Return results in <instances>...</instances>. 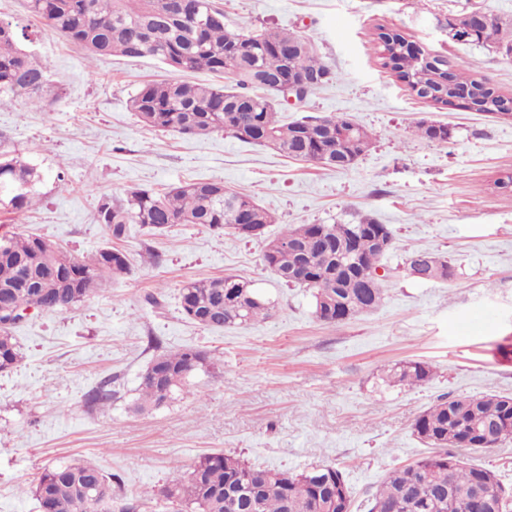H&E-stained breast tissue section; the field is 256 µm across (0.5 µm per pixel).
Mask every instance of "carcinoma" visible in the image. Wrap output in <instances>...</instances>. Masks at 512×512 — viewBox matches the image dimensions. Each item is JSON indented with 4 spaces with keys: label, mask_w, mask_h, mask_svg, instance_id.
Segmentation results:
<instances>
[{
    "label": "carcinoma",
    "mask_w": 512,
    "mask_h": 512,
    "mask_svg": "<svg viewBox=\"0 0 512 512\" xmlns=\"http://www.w3.org/2000/svg\"><path fill=\"white\" fill-rule=\"evenodd\" d=\"M25 0L27 11L40 19L44 30L59 35L92 57L153 56L174 72L208 70L229 73L231 86L190 84L163 79L143 84L130 99V109L143 124L162 131L206 135L218 129L247 143L272 148L286 157L309 161L322 154V164L346 168L369 148L372 137L354 125L350 135L336 142V131L347 129L339 115L282 122L273 98L275 83L304 78L315 91L337 79L321 61L312 41L286 29L231 31L224 12L213 0ZM25 32L12 26L0 31V108L18 99L42 102L30 89L34 81L47 88L49 76L21 46ZM478 41L501 51L512 49V28L499 21L482 30ZM397 33L377 34L382 65L421 96L442 104V94L455 87L470 89L465 108L476 112L512 113V95L492 87L474 65L463 58L429 60L420 48H403ZM37 168L19 156L0 157V206L17 217L36 205ZM239 210L250 213L246 232L235 223ZM99 223L120 240L137 224L152 232L171 224H202L214 232H230L244 239H261L273 217L251 197L234 192L220 181L199 179L157 193L130 191L122 199L98 198ZM390 238L387 225L365 219L359 224H299L265 244L264 266L281 282L312 291L316 317L338 325L376 309L383 299L381 279L367 287L359 270L336 272V248L346 244L360 266L375 270L394 244L381 249L377 240ZM311 257L305 270L294 269L297 254ZM427 256L439 263L435 276L448 277V261L413 250L406 260ZM126 255L113 247L99 251L91 262L81 261L40 237L13 233L0 236V310L12 305L39 313L67 311L100 290L103 282L126 273ZM185 318L209 328H222L266 319L271 302L251 282L235 276L186 282L180 289ZM22 354L13 328L0 327V372L17 367ZM205 352L186 349L153 357L141 376L142 402L138 409H157L171 401L186 379L204 366ZM432 368L405 361L386 370L383 381L417 386L428 381ZM112 401V381L105 380L88 394L90 407ZM413 433L434 452L413 464L391 471L368 500V512H459L482 482L508 512L512 491L493 471L459 459L455 449L480 454L487 446L512 441V397L486 394L440 399L412 423ZM110 488L117 512H136V506L112 489V478L94 463L75 461L47 467L32 486L42 512H88L87 503L101 486ZM158 496L165 512H351L352 491L342 471L333 466L302 472L249 465L224 453L199 457L188 472L174 476Z\"/></svg>",
    "instance_id": "1"
}]
</instances>
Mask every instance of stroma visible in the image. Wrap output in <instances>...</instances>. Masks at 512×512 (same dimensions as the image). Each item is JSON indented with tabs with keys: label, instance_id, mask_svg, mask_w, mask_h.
<instances>
[{
	"label": "stroma",
	"instance_id": "stroma-1",
	"mask_svg": "<svg viewBox=\"0 0 512 512\" xmlns=\"http://www.w3.org/2000/svg\"><path fill=\"white\" fill-rule=\"evenodd\" d=\"M232 30L286 28L311 38L338 78L306 100H284L285 121L336 114L372 136L347 168L293 160L225 132L180 135L145 127L129 109L148 81L167 78L154 57L90 59L44 32L23 0H0V18L28 27L24 47L47 69L42 107L0 109V153L42 174L40 201L22 223L0 212V229L35 234L78 259L116 245L127 273L63 313H34L14 334L21 363L0 373V512H40L30 485L45 467L94 461L140 512H162L155 493L174 471L224 452L257 466L299 472L339 468L356 500L387 473L424 456L414 419L444 397L512 395V120L458 104L417 99L376 53L378 28L430 54L473 63L512 94V56L451 40L448 18L475 9L512 18V0H215ZM447 126L446 140L418 137V121ZM209 179L254 197L274 218L264 240L173 224L131 225L110 242L97 221L101 194ZM387 225L394 248L382 260L384 297L338 325L319 321L310 290L278 282L262 261L265 239L297 224ZM452 268L445 281L408 275L407 252ZM237 275L275 308L268 319L207 328L184 317L188 280ZM162 350L195 348L211 359L165 406L139 412L141 375ZM402 360L431 365L426 384L385 386ZM111 379L106 408L85 393Z\"/></svg>",
	"mask_w": 512,
	"mask_h": 512
}]
</instances>
